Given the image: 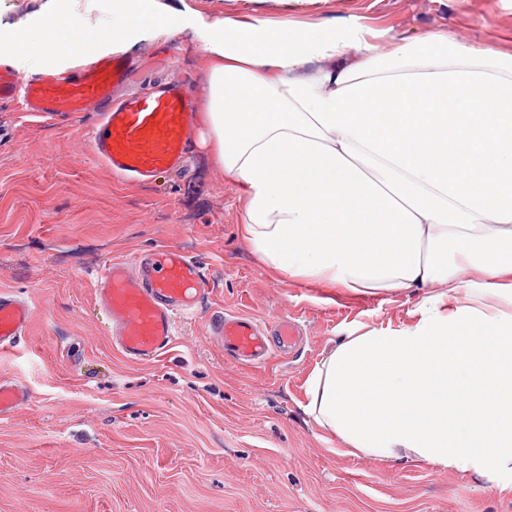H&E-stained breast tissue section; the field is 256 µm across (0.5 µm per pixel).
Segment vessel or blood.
Segmentation results:
<instances>
[{"instance_id": "1", "label": "vessel or blood", "mask_w": 512, "mask_h": 512, "mask_svg": "<svg viewBox=\"0 0 512 512\" xmlns=\"http://www.w3.org/2000/svg\"><path fill=\"white\" fill-rule=\"evenodd\" d=\"M129 76L119 57H95L69 76L21 81L17 73L0 68V101L18 103L22 112L51 118L61 113L99 111L88 133L94 157L114 176L142 182L160 172L179 169L191 140L194 114L190 97L179 83L158 90L135 92L113 99L114 87ZM206 293L198 263L176 247L161 246L131 258L107 261L95 283L96 302L112 320V342L126 360L159 356L175 341L178 316L194 314ZM32 315L28 302L0 292V350L16 345ZM277 342L267 327L244 315L224 314L211 324V333L225 351L245 364L268 360L275 350L292 348L293 322L276 326ZM19 383L0 380V418L12 415L27 401Z\"/></svg>"}]
</instances>
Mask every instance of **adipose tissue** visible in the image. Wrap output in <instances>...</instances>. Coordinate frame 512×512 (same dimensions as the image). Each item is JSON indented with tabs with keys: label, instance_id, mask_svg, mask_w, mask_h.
Listing matches in <instances>:
<instances>
[{
	"label": "adipose tissue",
	"instance_id": "1",
	"mask_svg": "<svg viewBox=\"0 0 512 512\" xmlns=\"http://www.w3.org/2000/svg\"><path fill=\"white\" fill-rule=\"evenodd\" d=\"M182 24L210 62L212 160L263 266L417 298L399 325L337 338L307 378L304 412L350 454L454 469L512 495V53L445 28L380 45L354 18ZM171 27L146 0H112L90 51ZM67 29L59 11L12 33L7 63L72 68L83 55Z\"/></svg>",
	"mask_w": 512,
	"mask_h": 512
}]
</instances>
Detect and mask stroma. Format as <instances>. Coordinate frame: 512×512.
Instances as JSON below:
<instances>
[{
    "label": "stroma",
    "mask_w": 512,
    "mask_h": 512,
    "mask_svg": "<svg viewBox=\"0 0 512 512\" xmlns=\"http://www.w3.org/2000/svg\"><path fill=\"white\" fill-rule=\"evenodd\" d=\"M208 22L228 14L341 20L381 39L445 26L477 47L512 46V0H156ZM62 9L72 36L112 21V0H0V35ZM125 92L177 81L203 101L209 66L191 31L126 52ZM95 113L44 120L0 102V291L28 301L26 336L0 351V377L27 404L0 420V512H512L470 474L343 454L302 405L314 364L345 328L401 322L414 298L347 296L275 278L239 234L235 191L196 127L184 169L115 179L86 134ZM184 250L211 292L177 320L173 346L130 362L115 352L94 276L115 256ZM244 312L295 321L292 355L247 367L210 334Z\"/></svg>",
    "instance_id": "obj_1"
}]
</instances>
